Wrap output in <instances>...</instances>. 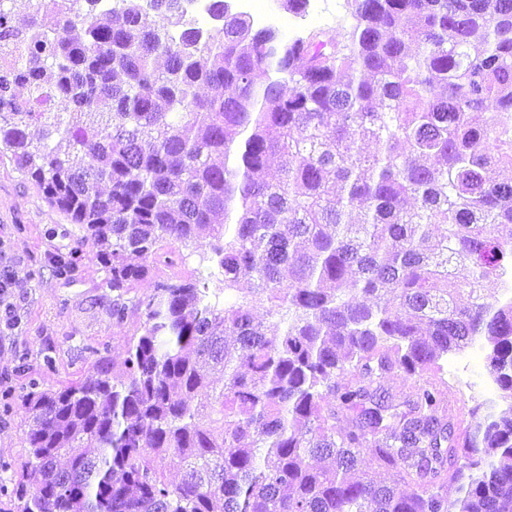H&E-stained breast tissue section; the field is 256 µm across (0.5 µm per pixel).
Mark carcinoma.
<instances>
[{
  "instance_id": "cac0c4a2",
  "label": "carcinoma",
  "mask_w": 512,
  "mask_h": 512,
  "mask_svg": "<svg viewBox=\"0 0 512 512\" xmlns=\"http://www.w3.org/2000/svg\"><path fill=\"white\" fill-rule=\"evenodd\" d=\"M96 2L21 24L0 8L23 47L0 67V147L82 225L113 322L144 323L121 379L100 360L29 382L33 482L0 495L17 512H512V298L485 288L512 281V0H347L341 40L286 39L232 0L206 36L183 0ZM203 245L206 271L128 297ZM472 346L497 395L460 441L435 391L400 406L382 386ZM363 449L377 471L355 478ZM401 471L409 493L385 478Z\"/></svg>"
}]
</instances>
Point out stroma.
Returning <instances> with one entry per match:
<instances>
[{
    "label": "stroma",
    "mask_w": 512,
    "mask_h": 512,
    "mask_svg": "<svg viewBox=\"0 0 512 512\" xmlns=\"http://www.w3.org/2000/svg\"><path fill=\"white\" fill-rule=\"evenodd\" d=\"M80 225L52 209L40 188L0 152V269L18 282L13 302L18 323L0 340V393L10 392L11 408L0 413V482H16L27 458L26 378L58 388L93 370L99 358L121 361L126 340L144 320L130 312L122 326L112 322L113 292L102 266L83 259L69 278L56 263L76 247L90 252ZM488 377L482 357L449 356L447 365L420 376L397 373L385 380L394 402L421 386L440 391L442 406L457 436H465L483 414Z\"/></svg>",
    "instance_id": "35a3bbf8"
}]
</instances>
